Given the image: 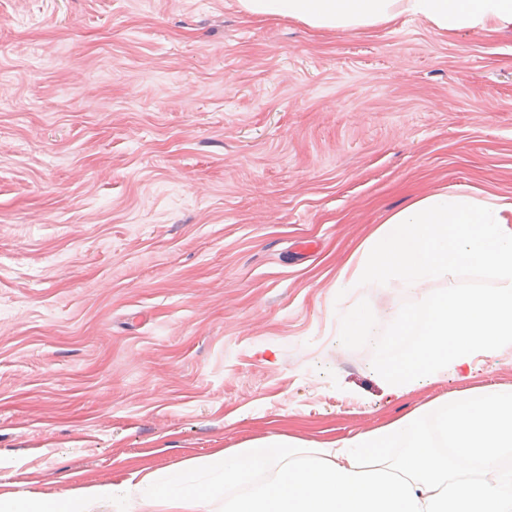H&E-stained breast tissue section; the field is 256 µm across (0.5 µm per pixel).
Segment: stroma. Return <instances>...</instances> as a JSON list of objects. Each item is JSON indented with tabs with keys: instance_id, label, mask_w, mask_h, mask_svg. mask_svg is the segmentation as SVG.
I'll return each mask as SVG.
<instances>
[{
	"instance_id": "35a3bbf8",
	"label": "stroma",
	"mask_w": 512,
	"mask_h": 512,
	"mask_svg": "<svg viewBox=\"0 0 512 512\" xmlns=\"http://www.w3.org/2000/svg\"><path fill=\"white\" fill-rule=\"evenodd\" d=\"M512 200V33L332 34L237 0H0V492L119 484L273 434L317 448L512 386V351L393 392L438 289L359 248L441 188ZM336 315L340 317V333L346 340L351 341L359 336H372L374 316L371 312L362 309H338Z\"/></svg>"
}]
</instances>
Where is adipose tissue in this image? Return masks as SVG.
Here are the masks:
<instances>
[{"label": "adipose tissue", "mask_w": 512, "mask_h": 512, "mask_svg": "<svg viewBox=\"0 0 512 512\" xmlns=\"http://www.w3.org/2000/svg\"><path fill=\"white\" fill-rule=\"evenodd\" d=\"M251 17H281L324 31L408 16L441 32L512 30V0H238ZM491 271L496 288L456 284L460 269ZM360 282L442 287L402 310L378 368L396 392L512 349V202L469 188L424 194L389 215L364 244ZM512 512V386L487 385L430 402L386 426L302 448L285 435L206 458H185L137 482L90 484L54 497L0 493V512Z\"/></svg>", "instance_id": "ef3b65f1"}]
</instances>
